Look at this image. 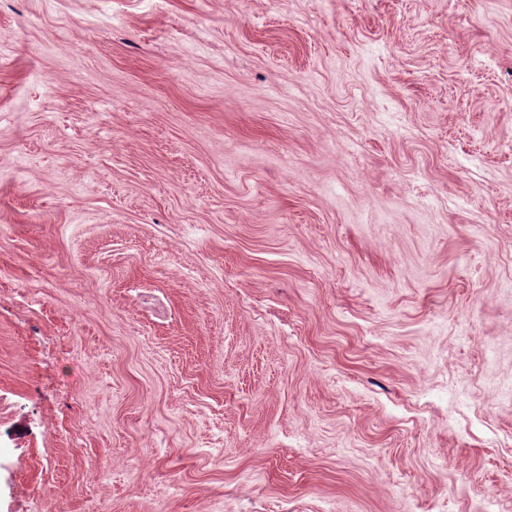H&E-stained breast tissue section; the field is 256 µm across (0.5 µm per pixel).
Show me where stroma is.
I'll return each instance as SVG.
<instances>
[{
    "mask_svg": "<svg viewBox=\"0 0 512 512\" xmlns=\"http://www.w3.org/2000/svg\"><path fill=\"white\" fill-rule=\"evenodd\" d=\"M512 512V0H0V512Z\"/></svg>",
    "mask_w": 512,
    "mask_h": 512,
    "instance_id": "stroma-1",
    "label": "stroma"
}]
</instances>
